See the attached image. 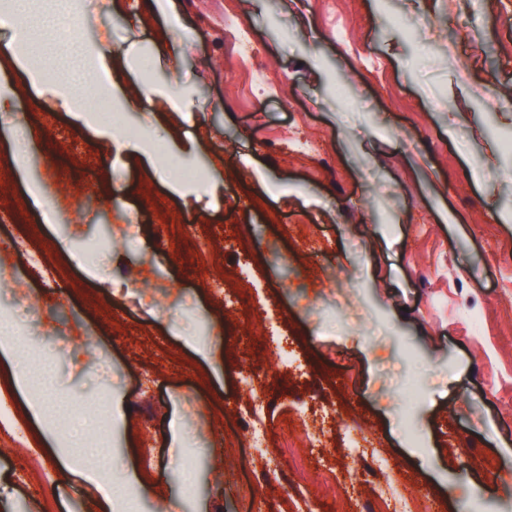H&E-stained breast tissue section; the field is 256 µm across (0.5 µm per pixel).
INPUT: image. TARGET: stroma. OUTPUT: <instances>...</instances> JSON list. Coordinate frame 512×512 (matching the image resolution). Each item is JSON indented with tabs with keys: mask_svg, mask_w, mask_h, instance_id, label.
I'll return each mask as SVG.
<instances>
[{
	"mask_svg": "<svg viewBox=\"0 0 512 512\" xmlns=\"http://www.w3.org/2000/svg\"><path fill=\"white\" fill-rule=\"evenodd\" d=\"M177 2L75 0L81 36L130 63L105 96L115 137L58 100L65 60L36 52L38 81L0 73V213L16 218L0 240L28 234L57 270L41 282L15 254L0 277L28 372L6 384L0 360V409L20 422L0 445V512H101L102 455L129 474L137 512H289L326 463L343 475L315 510L344 512L367 501L375 453L440 512L476 497L512 512V262L499 257L512 248V0H236L254 69L281 77L247 95L224 0ZM166 33L183 53L156 52ZM305 139L320 153L299 155ZM161 208L228 234L252 225L250 248L210 247L247 271L257 317L216 296L196 246L169 247ZM285 224L313 225L323 252ZM250 370L278 422L292 394L322 385L314 419L332 438L299 462L270 451L251 502L236 485L254 449H224ZM36 390L52 419L30 415ZM102 401L123 412L104 431ZM58 439L78 468L66 484Z\"/></svg>",
	"mask_w": 512,
	"mask_h": 512,
	"instance_id": "stroma-1",
	"label": "stroma"
}]
</instances>
